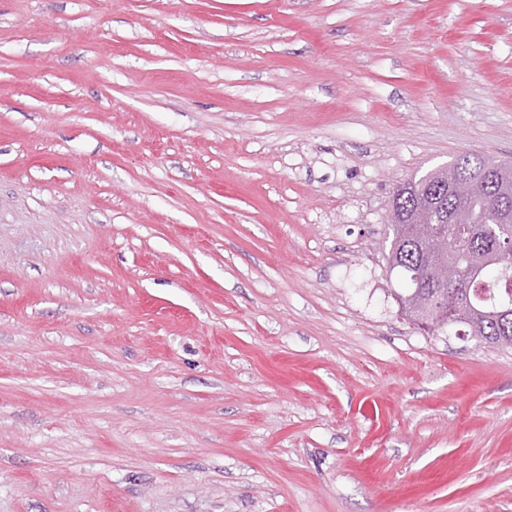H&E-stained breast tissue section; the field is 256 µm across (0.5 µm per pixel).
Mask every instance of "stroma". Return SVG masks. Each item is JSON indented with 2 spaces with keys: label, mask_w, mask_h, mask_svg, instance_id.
I'll use <instances>...</instances> for the list:
<instances>
[{
  "label": "stroma",
  "mask_w": 512,
  "mask_h": 512,
  "mask_svg": "<svg viewBox=\"0 0 512 512\" xmlns=\"http://www.w3.org/2000/svg\"><path fill=\"white\" fill-rule=\"evenodd\" d=\"M465 152L512 0H0V512H512V349L383 260Z\"/></svg>",
  "instance_id": "obj_1"
}]
</instances>
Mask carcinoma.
Listing matches in <instances>:
<instances>
[{
	"instance_id": "cac0c4a2",
	"label": "carcinoma",
	"mask_w": 512,
	"mask_h": 512,
	"mask_svg": "<svg viewBox=\"0 0 512 512\" xmlns=\"http://www.w3.org/2000/svg\"><path fill=\"white\" fill-rule=\"evenodd\" d=\"M444 171L473 183L457 198L435 171L397 186L390 202L389 275L401 316L431 334L455 331L488 348L512 349V164L464 154ZM462 267L487 262L478 274L441 286L440 260Z\"/></svg>"
}]
</instances>
